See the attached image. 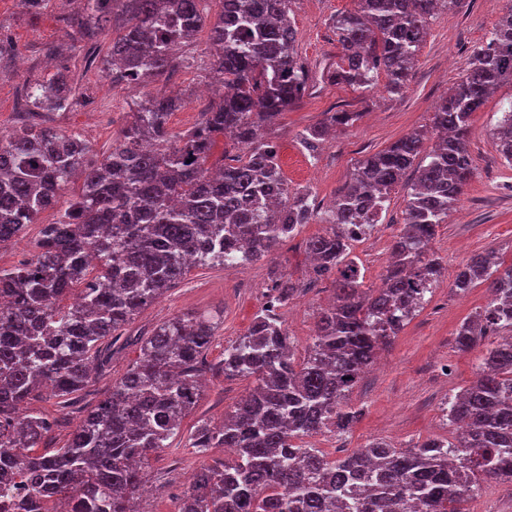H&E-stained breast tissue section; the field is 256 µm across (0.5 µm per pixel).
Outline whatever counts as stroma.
<instances>
[{
    "instance_id": "obj_1",
    "label": "stroma",
    "mask_w": 512,
    "mask_h": 512,
    "mask_svg": "<svg viewBox=\"0 0 512 512\" xmlns=\"http://www.w3.org/2000/svg\"><path fill=\"white\" fill-rule=\"evenodd\" d=\"M355 0H292L297 28V49L310 68V87L304 97L284 112L268 131L278 147L279 164L290 188L306 189L319 210L341 193L355 165L413 132L425 135L433 146L436 134L431 118L436 104L470 67L475 51L485 44L500 18L512 9V0H460L451 11L435 14L417 53L405 87L387 90L386 76L364 91L331 83L326 73L335 67L341 50L333 29L336 15L350 11ZM68 0H55L38 19H30L20 0H0V39L9 50L0 56V130L18 128L24 119L25 95L35 84L48 81L58 66H66L76 86L77 100L67 111L44 116L45 125L62 134L77 133L98 159L122 139L133 111L146 96L181 95L184 107L172 115L173 132L193 128L209 109L213 98L200 96L201 87L214 83L204 40L181 47L175 68L140 85L113 86L100 65H87L81 51H66L60 61L47 60L43 48L64 41L62 15L71 13ZM512 105V83L502 85L474 112L468 135L473 175L456 210L440 225L430 244L442 261L441 274L390 347L378 356L382 369L364 374L348 395V406L362 415L348 433L325 432L312 437L314 447L337 457L373 440L409 447L429 439L450 440L455 428L446 416L450 396L475 380L483 347L459 351L455 333L462 322L482 311L489 302L487 283L457 292L453 286L460 266L471 256L493 251L504 262L512 261V165L497 152L491 132L505 108ZM355 112L358 120L337 129L316 156L302 152L297 135L321 122L330 112ZM406 173L391 192L386 208L373 230L353 242L352 253L364 273L366 287L375 288L388 264L390 247L399 230L413 183ZM82 188L72 180L54 208L42 212L18 242L0 247V268H11L31 258L42 225L58 221ZM321 223L307 224L282 242L271 255L234 266L191 268L186 277L160 299L143 309L126 326L114 348L108 369L98 373L84 393L83 409L93 408L125 374L140 354L139 342L158 324L173 316L195 312L216 313L223 321L203 359L201 397L183 419L168 447L152 453L147 470L149 485L159 496L144 501L145 512H173L191 478L204 465L223 459L224 451L201 454L187 440L204 422L223 418L225 411L255 386L250 377H225V346L246 336L265 306L274 274L281 273L297 290L280 315L294 345L296 359H303L314 336L315 314L333 294L331 281H314L305 243L324 234ZM42 414L55 425L45 435L41 451L63 447L81 419L82 411L63 407L57 398L39 402ZM465 512H512V483L481 481L479 492L467 496Z\"/></svg>"
}]
</instances>
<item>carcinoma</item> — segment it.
<instances>
[{"mask_svg":"<svg viewBox=\"0 0 512 512\" xmlns=\"http://www.w3.org/2000/svg\"><path fill=\"white\" fill-rule=\"evenodd\" d=\"M202 2L85 0L65 18L91 65L105 27L119 31L102 58L114 84L166 74L178 47L209 26L210 68L227 92L193 130L171 131L169 118L183 100L167 96L141 101L123 140L96 161L78 134L36 123L0 131V247L54 207L73 178L83 181L61 219L43 226L36 254L0 270V512H143L150 452L167 447L196 406L200 363L221 316L186 313L156 327L135 364L52 454L35 452L52 423L31 405L47 390L70 403L92 370L111 362L122 329L189 267L263 258L316 221L329 230L306 248L315 280L332 281L334 300L317 312L312 343L297 363L278 313L296 286L272 278L249 334L224 348V375L252 377L255 388L220 424L204 423L188 438L199 453L232 448L235 456L195 475L180 512H463L479 479L512 482V264L493 252L470 256L454 281L465 292L488 280L492 292L485 309L460 325L458 348L499 337L486 346L476 381L448 397V421L466 425L463 438L409 448L372 441L333 460L295 440L350 430L360 412L345 407L347 395L440 274L430 244L473 174L471 117L512 82V10L432 112L443 137L426 152L423 135L413 133L363 159L321 214L309 191H289L275 144L258 135L309 86L291 0H224L211 22ZM458 3L357 0L355 10L333 20L341 62L329 78L369 89L383 73L389 90L401 89L428 20ZM28 98L38 109L60 111L76 92L60 71ZM357 118L329 112L298 143L314 157L332 129ZM227 134L245 157L207 166ZM493 139L512 164V104ZM410 168L415 181L382 285L366 288L351 242L378 223Z\"/></svg>","mask_w":512,"mask_h":512,"instance_id":"obj_1","label":"carcinoma"}]
</instances>
